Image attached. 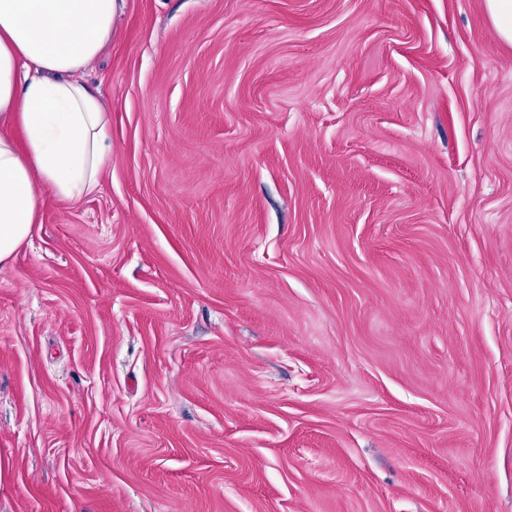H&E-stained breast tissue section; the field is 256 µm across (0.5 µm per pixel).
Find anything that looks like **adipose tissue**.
Wrapping results in <instances>:
<instances>
[{"label":"adipose tissue","mask_w":512,"mask_h":512,"mask_svg":"<svg viewBox=\"0 0 512 512\" xmlns=\"http://www.w3.org/2000/svg\"><path fill=\"white\" fill-rule=\"evenodd\" d=\"M117 0H0V265L40 221L44 193L96 190L109 110L83 77L111 41Z\"/></svg>","instance_id":"obj_1"}]
</instances>
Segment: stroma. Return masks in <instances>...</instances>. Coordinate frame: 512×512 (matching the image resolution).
<instances>
[{
  "label": "stroma",
  "instance_id": "35a3bbf8",
  "mask_svg": "<svg viewBox=\"0 0 512 512\" xmlns=\"http://www.w3.org/2000/svg\"><path fill=\"white\" fill-rule=\"evenodd\" d=\"M94 192L0 267V512H512V46L482 0H124Z\"/></svg>",
  "mask_w": 512,
  "mask_h": 512
}]
</instances>
